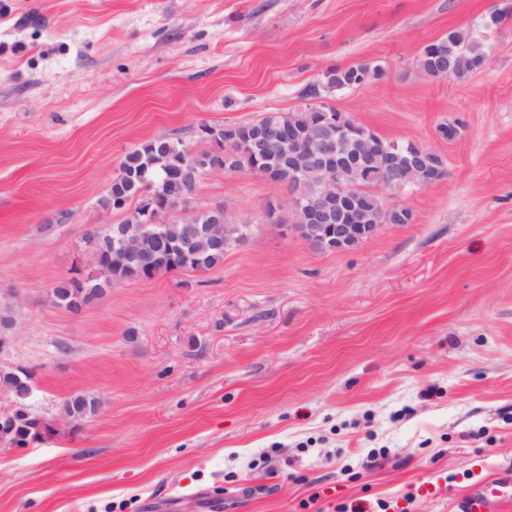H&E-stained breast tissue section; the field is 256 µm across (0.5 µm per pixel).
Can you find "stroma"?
Masks as SVG:
<instances>
[{"instance_id":"obj_1","label":"stroma","mask_w":512,"mask_h":512,"mask_svg":"<svg viewBox=\"0 0 512 512\" xmlns=\"http://www.w3.org/2000/svg\"><path fill=\"white\" fill-rule=\"evenodd\" d=\"M507 6L0 0V371L32 370L24 404L54 428L0 445V512H460L512 480V22L486 25ZM451 30L485 64L429 79L418 54ZM357 62L388 75L332 105L446 161L444 180L384 193L413 223L323 250L288 224L287 186L215 174L191 207L250 226L223 262L56 304L58 282L98 272L86 236L120 219L99 200L128 151L297 111L322 70ZM78 393L101 408L76 426Z\"/></svg>"}]
</instances>
